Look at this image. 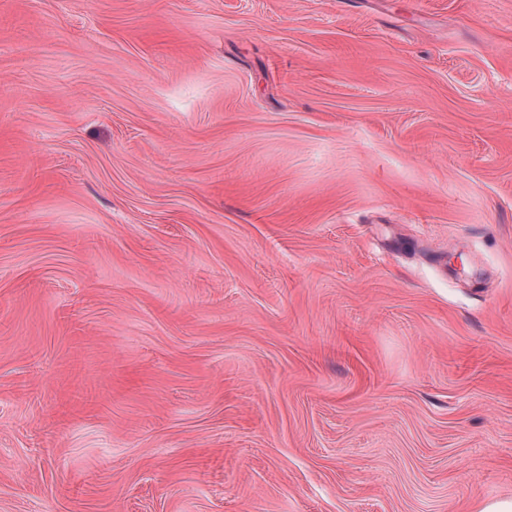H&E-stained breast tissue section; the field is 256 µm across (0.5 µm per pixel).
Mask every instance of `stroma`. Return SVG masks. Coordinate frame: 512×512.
I'll use <instances>...</instances> for the list:
<instances>
[{
    "label": "stroma",
    "mask_w": 512,
    "mask_h": 512,
    "mask_svg": "<svg viewBox=\"0 0 512 512\" xmlns=\"http://www.w3.org/2000/svg\"><path fill=\"white\" fill-rule=\"evenodd\" d=\"M512 498V0H0V512Z\"/></svg>",
    "instance_id": "obj_1"
}]
</instances>
